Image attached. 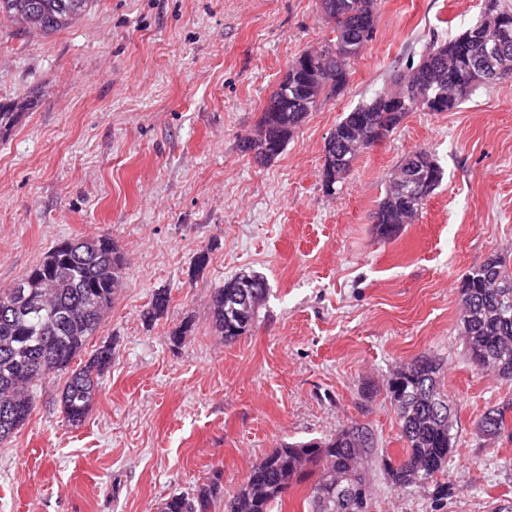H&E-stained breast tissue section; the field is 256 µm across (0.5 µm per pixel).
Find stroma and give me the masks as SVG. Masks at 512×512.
<instances>
[{
  "label": "stroma",
  "instance_id": "obj_1",
  "mask_svg": "<svg viewBox=\"0 0 512 512\" xmlns=\"http://www.w3.org/2000/svg\"><path fill=\"white\" fill-rule=\"evenodd\" d=\"M480 18L481 0H378L347 86L267 164L240 145L292 61L329 36L320 0H96L48 37L0 21V102L31 104L0 137V288L62 240L109 234L126 256L88 344L113 348L90 411L69 425L63 377L38 384L28 421L0 443V512H160L217 472L211 512H224L275 448L351 422L399 461L387 382L423 355L454 399L455 451L424 489L398 491L369 468L372 512H512V440L478 429L512 385L471 365L458 319L465 275L512 254V81L452 112L408 113L340 192L323 186L343 114L393 88L431 39ZM420 149L443 180L380 239L372 216ZM244 270L269 292L252 329L227 343L210 299ZM159 288L169 310L145 322Z\"/></svg>",
  "mask_w": 512,
  "mask_h": 512
}]
</instances>
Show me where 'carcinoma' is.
Listing matches in <instances>:
<instances>
[{"label": "carcinoma", "instance_id": "carcinoma-1", "mask_svg": "<svg viewBox=\"0 0 512 512\" xmlns=\"http://www.w3.org/2000/svg\"><path fill=\"white\" fill-rule=\"evenodd\" d=\"M332 33L316 52L305 51L299 64L288 67V80L281 81L262 112L257 133L244 148L260 161L280 155L293 134L280 135L279 120L286 117L298 129L328 95L340 91L349 79V68L372 39L377 21V0H334ZM482 21L477 27L497 32L498 13L512 17L502 0H482ZM95 0H0V19L13 24L28 9L41 11L42 35H51L73 24L72 13L86 14ZM474 28L444 41H432L405 83L395 90L376 94L336 124L325 145L324 174L336 167L348 172L365 152L376 128L392 133L405 117L387 110L385 98L417 90L424 98L444 101L440 112H453L466 102L483 81L484 44L470 39ZM28 104L0 102V134L12 130L26 116ZM413 166L422 175V200L410 202L400 190V181ZM443 170L426 150L405 158L390 181L374 212L378 234L389 239L408 224L439 187ZM49 249L24 277L32 282L26 311H14V288L0 289V442L10 438L29 419L34 387L50 375H67L60 405L65 420L80 425L99 391V379L112 363V344L94 349L82 365L71 367L96 334L121 286L124 256L109 235L77 239ZM512 258L496 255L469 272L460 288L461 337L470 362L478 370L512 384ZM234 279L224 281L211 298L213 320L224 341L232 342L250 331L256 317L245 308L224 316V305L235 294ZM170 292L157 289L145 319L153 321L168 312ZM390 400L401 424L405 454L397 463L383 461L394 488H425L443 472L454 452V402L440 377L439 363L421 356L395 371L388 382ZM512 403L490 408L478 428L487 438L512 439L508 419ZM379 459L372 429L365 424L343 425L324 439L285 444L252 466L236 493L224 501V512H277L294 487L312 480L305 502L308 512H370L371 491L363 473ZM221 473L196 494H174L161 512H209L211 501L222 490Z\"/></svg>", "mask_w": 512, "mask_h": 512}]
</instances>
